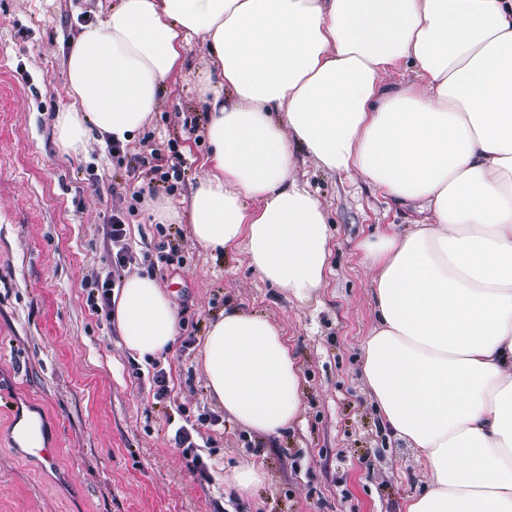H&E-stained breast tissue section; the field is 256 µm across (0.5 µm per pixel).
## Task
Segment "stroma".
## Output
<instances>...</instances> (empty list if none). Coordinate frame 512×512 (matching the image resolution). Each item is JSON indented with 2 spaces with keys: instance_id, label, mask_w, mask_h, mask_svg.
<instances>
[{
  "instance_id": "stroma-1",
  "label": "stroma",
  "mask_w": 512,
  "mask_h": 512,
  "mask_svg": "<svg viewBox=\"0 0 512 512\" xmlns=\"http://www.w3.org/2000/svg\"><path fill=\"white\" fill-rule=\"evenodd\" d=\"M116 3L0 0V387L23 416L42 420L59 450L56 466L30 463L14 448L12 415L0 414V512H404L425 470L384 425L364 374L362 345L376 319L365 252L388 225L419 213L363 176L323 169L297 145L295 176L329 221L328 273L312 299L264 280L243 247L206 250L188 222L209 153L207 138L189 132L206 124L198 86L209 55L199 39L123 148L147 162L163 149L165 164L182 171L171 190L132 201L142 179L128 178L99 137L62 153L56 116L69 103L72 40ZM117 210L133 257L127 274L155 277L177 321L172 348L147 362L87 302V284L112 268L102 226ZM229 306L277 324L296 356L302 411L280 435L226 416L207 385L205 338ZM158 368L169 391L162 402L153 396ZM204 413L221 418L199 429L210 484L174 441ZM246 462L261 479L241 496L224 475Z\"/></svg>"
}]
</instances>
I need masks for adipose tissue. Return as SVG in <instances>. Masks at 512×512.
I'll return each instance as SVG.
<instances>
[{"label": "adipose tissue", "instance_id": "ef3b65f1", "mask_svg": "<svg viewBox=\"0 0 512 512\" xmlns=\"http://www.w3.org/2000/svg\"><path fill=\"white\" fill-rule=\"evenodd\" d=\"M197 38L210 153L189 200L194 238L213 252L244 244L265 280L306 302L329 234L293 145L417 206L421 220L365 256L377 317L364 373L427 471L405 512H512V0H119L67 57L61 151L94 133L130 142ZM408 61L415 80L386 87ZM115 315L138 358L175 340L151 275L125 279ZM204 366L253 431L280 434L301 411L300 370L265 317L226 308Z\"/></svg>", "mask_w": 512, "mask_h": 512}]
</instances>
